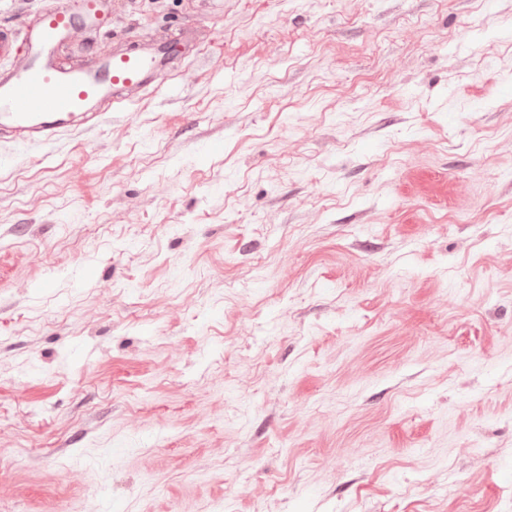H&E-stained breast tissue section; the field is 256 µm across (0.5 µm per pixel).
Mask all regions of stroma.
<instances>
[{"label": "stroma", "mask_w": 512, "mask_h": 512, "mask_svg": "<svg viewBox=\"0 0 512 512\" xmlns=\"http://www.w3.org/2000/svg\"><path fill=\"white\" fill-rule=\"evenodd\" d=\"M177 43L0 135V512H512V0H111Z\"/></svg>", "instance_id": "1"}]
</instances>
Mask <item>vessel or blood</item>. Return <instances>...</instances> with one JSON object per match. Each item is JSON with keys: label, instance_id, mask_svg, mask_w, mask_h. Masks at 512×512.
<instances>
[{"label": "vessel or blood", "instance_id": "vessel-or-blood-1", "mask_svg": "<svg viewBox=\"0 0 512 512\" xmlns=\"http://www.w3.org/2000/svg\"><path fill=\"white\" fill-rule=\"evenodd\" d=\"M99 0H59L30 23L21 40L28 64L0 76V131L10 130L28 142H50L72 129L92 103L116 91L144 85L165 63V49L157 53L108 58L107 80L96 71L62 68L53 52L78 17L100 11Z\"/></svg>", "mask_w": 512, "mask_h": 512}]
</instances>
